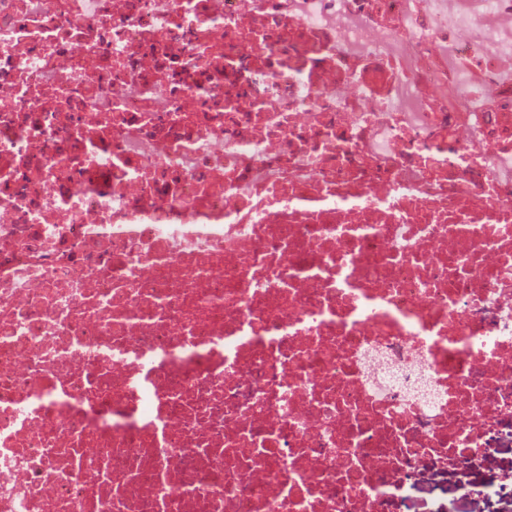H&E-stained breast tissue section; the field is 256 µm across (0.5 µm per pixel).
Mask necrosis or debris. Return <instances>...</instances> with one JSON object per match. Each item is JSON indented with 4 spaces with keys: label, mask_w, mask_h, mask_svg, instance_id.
Segmentation results:
<instances>
[{
    "label": "necrosis or debris",
    "mask_w": 512,
    "mask_h": 512,
    "mask_svg": "<svg viewBox=\"0 0 512 512\" xmlns=\"http://www.w3.org/2000/svg\"><path fill=\"white\" fill-rule=\"evenodd\" d=\"M510 447L512 0H0V512Z\"/></svg>",
    "instance_id": "necrosis-or-debris-1"
}]
</instances>
